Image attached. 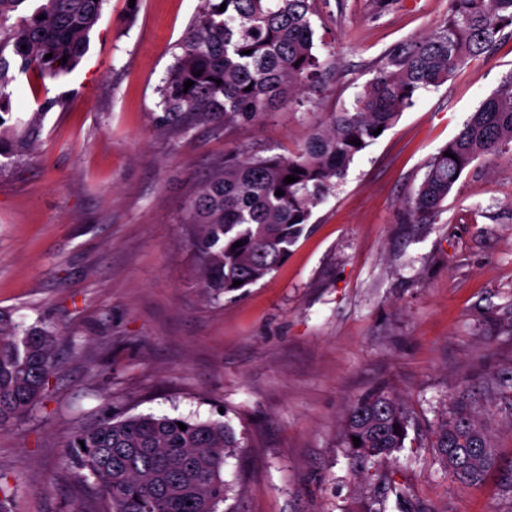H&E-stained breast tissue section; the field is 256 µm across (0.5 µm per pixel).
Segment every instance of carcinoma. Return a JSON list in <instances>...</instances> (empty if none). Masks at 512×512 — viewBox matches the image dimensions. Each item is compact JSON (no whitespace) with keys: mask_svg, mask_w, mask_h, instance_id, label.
Segmentation results:
<instances>
[{"mask_svg":"<svg viewBox=\"0 0 512 512\" xmlns=\"http://www.w3.org/2000/svg\"><path fill=\"white\" fill-rule=\"evenodd\" d=\"M30 2L0 0V158L10 160L31 154L44 114L63 105L60 99H37L22 129L5 126L15 74H31L44 84L75 70L103 0H37L34 7ZM315 4L205 0L161 86L159 125L189 117L232 128L285 104L320 68L311 21ZM511 25L512 0H451L442 28L392 48L356 95L352 110L327 113L324 124L295 152L216 166L187 211L203 290L216 296L235 293L274 270L303 234L312 209L343 178L354 157L377 140L374 131L391 129L422 90L447 82L468 59L490 53ZM49 53L52 57L45 58ZM198 70L201 75H194ZM188 80L194 85L186 90ZM356 139L361 145L351 144ZM510 144L512 77L430 159L417 193L407 201L410 215L419 222L437 216L474 160ZM289 175L298 181L284 183ZM278 190L284 195H275ZM238 241L243 245L233 248ZM235 280L243 284L235 287ZM58 342V334L46 328L20 332L10 312L0 310V431L47 398L59 368ZM180 422L186 429L178 427ZM411 422L410 410L390 392L356 400L344 415L341 434L351 468L363 471L393 458L405 447ZM354 436L360 445H354ZM238 447L235 432L221 421L154 414H106L78 427L66 443L83 471L81 481L93 479L103 494L106 512H218L229 492L222 468ZM432 448L459 483L477 485L496 473L503 495L512 498V461L503 463L487 427L464 399L449 403L432 433Z\"/></svg>","mask_w":512,"mask_h":512,"instance_id":"obj_1","label":"carcinoma"}]
</instances>
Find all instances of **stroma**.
I'll return each instance as SVG.
<instances>
[{
	"label": "stroma",
	"instance_id": "obj_1",
	"mask_svg": "<svg viewBox=\"0 0 512 512\" xmlns=\"http://www.w3.org/2000/svg\"><path fill=\"white\" fill-rule=\"evenodd\" d=\"M203 0H104L79 66L48 85L18 79L8 124L47 112L31 158L0 167V309L59 334L43 405L0 431L11 512H91L64 442L110 412L227 423L224 512H352L389 477L385 512H512L498 476L464 486L431 430L466 395L512 458V146L475 160L437 217L405 200L427 162L512 76V36L424 90L355 156L288 258L239 295L198 279L186 208L212 168L249 151L288 155L327 113L351 108L394 45L436 31L449 0H319L325 75L279 112L230 129L160 127L159 89ZM375 390L415 426L395 458L358 474L341 448L346 407Z\"/></svg>",
	"mask_w": 512,
	"mask_h": 512
}]
</instances>
